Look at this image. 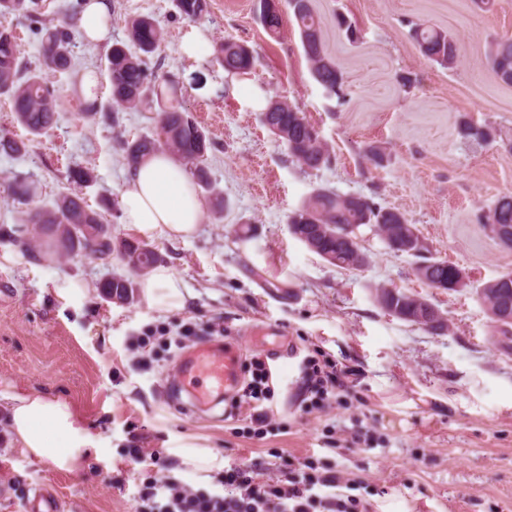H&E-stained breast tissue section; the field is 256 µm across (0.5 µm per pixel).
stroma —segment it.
Listing matches in <instances>:
<instances>
[{
  "mask_svg": "<svg viewBox=\"0 0 512 512\" xmlns=\"http://www.w3.org/2000/svg\"><path fill=\"white\" fill-rule=\"evenodd\" d=\"M83 0H45L36 22L17 26L24 64L38 63L40 27L62 14H77ZM323 21L322 40L343 78L342 93L328 95L311 75L299 30L281 4L279 37L265 32L257 0H209L197 22L183 18L173 0H112L108 42L75 36L73 68L49 75L59 112L45 135L30 137L0 98V130L28 141L22 155L0 154V512H31L39 489L53 490L60 512H134L146 464L132 462L131 448L158 449L172 475L194 489L212 482L187 464L205 451L217 461L262 463L279 474L274 448L295 458L312 455L366 488L371 512H512V354L497 349L490 319L478 300L485 284L512 273V248L481 224V212L512 195V85L493 78L486 52L512 37V0L488 7L475 0H311ZM345 15L357 28L348 40L336 25ZM154 18L164 31L149 56L153 74L174 75L182 100L212 138L208 171L216 188L205 204L222 199L223 219L203 216L186 242L154 236L159 263L184 285L182 308L162 310L143 297L130 304L107 300L96 288L109 275L131 274L117 258L60 255L12 232L20 206L5 186L26 174L42 185L41 205L68 190L69 168L91 169L82 192L92 208L102 199L114 238H136L118 205L129 167L121 141L149 134L152 112L111 104L105 69L111 44L127 41L132 18ZM447 32L460 64L446 69L423 57L410 22ZM206 39L202 61L182 54L191 31ZM231 40L256 51L251 73L232 74L215 48ZM94 71L97 93L83 87ZM298 107L332 150L330 165L301 167L286 146L259 122L269 100ZM98 112L86 119L87 101ZM490 129L478 142L461 136V123ZM384 152L377 167L367 147ZM365 197L403 212L432 260L464 268L469 285L435 290L415 275L418 259L392 252L361 227L368 257L360 270L329 265L294 238L288 217L317 188ZM251 228L248 239L235 235ZM79 284L80 296L68 294ZM420 294L447 317L450 331L433 335L386 314L375 288ZM190 320L223 322L225 343L240 357L258 353L276 388L264 438L238 437L224 407L200 412L176 393L175 343L140 348L148 325ZM320 347L338 369L353 372L361 404L330 405L297 414L303 344ZM68 402L94 436L78 471L56 469L20 448L9 406L19 393ZM373 445L352 443L356 430Z\"/></svg>",
  "mask_w": 512,
  "mask_h": 512,
  "instance_id": "obj_1",
  "label": "stroma"
}]
</instances>
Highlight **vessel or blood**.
<instances>
[{
    "instance_id": "1",
    "label": "vessel or blood",
    "mask_w": 512,
    "mask_h": 512,
    "mask_svg": "<svg viewBox=\"0 0 512 512\" xmlns=\"http://www.w3.org/2000/svg\"><path fill=\"white\" fill-rule=\"evenodd\" d=\"M239 380V355L221 342L197 346L185 354L179 364V383L189 392L197 408L222 400Z\"/></svg>"
}]
</instances>
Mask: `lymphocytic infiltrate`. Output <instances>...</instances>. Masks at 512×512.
Returning a JSON list of instances; mask_svg holds the SVG:
<instances>
[{
	"instance_id": "lymphocytic-infiltrate-1",
	"label": "lymphocytic infiltrate",
	"mask_w": 512,
	"mask_h": 512,
	"mask_svg": "<svg viewBox=\"0 0 512 512\" xmlns=\"http://www.w3.org/2000/svg\"><path fill=\"white\" fill-rule=\"evenodd\" d=\"M307 408L338 401L335 362L313 350L301 362ZM230 416L245 421V433L264 437L275 397L272 373L261 357L241 366ZM215 490H193L172 476H149L140 484L136 512H369V503L345 493L335 471H320L313 457L283 459L277 477H261L258 464L232 465L218 473Z\"/></svg>"
}]
</instances>
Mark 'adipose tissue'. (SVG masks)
<instances>
[{"label": "adipose tissue", "mask_w": 512, "mask_h": 512, "mask_svg": "<svg viewBox=\"0 0 512 512\" xmlns=\"http://www.w3.org/2000/svg\"><path fill=\"white\" fill-rule=\"evenodd\" d=\"M120 206L123 223L134 225L146 239L159 233L188 239L203 214V200L189 170L161 150L130 171ZM141 288L149 304L163 309L184 305L182 282L171 268H156ZM10 410L12 430L32 458L62 471L79 469L92 437L68 403L23 393L13 396Z\"/></svg>", "instance_id": "1"}]
</instances>
